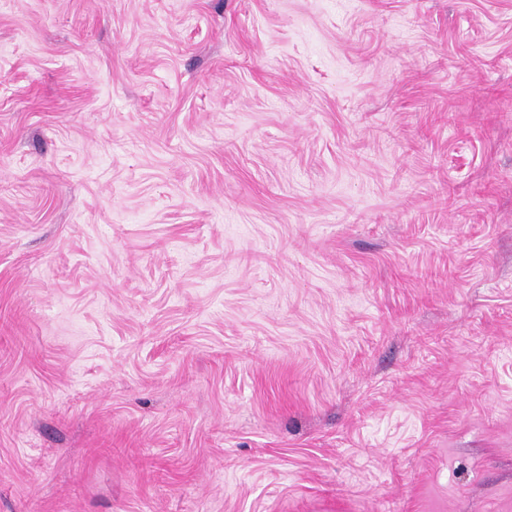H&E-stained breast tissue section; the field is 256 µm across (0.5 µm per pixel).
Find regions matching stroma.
I'll list each match as a JSON object with an SVG mask.
<instances>
[{
  "label": "stroma",
  "instance_id": "obj_1",
  "mask_svg": "<svg viewBox=\"0 0 512 512\" xmlns=\"http://www.w3.org/2000/svg\"><path fill=\"white\" fill-rule=\"evenodd\" d=\"M0 512H512V0H0Z\"/></svg>",
  "mask_w": 512,
  "mask_h": 512
}]
</instances>
